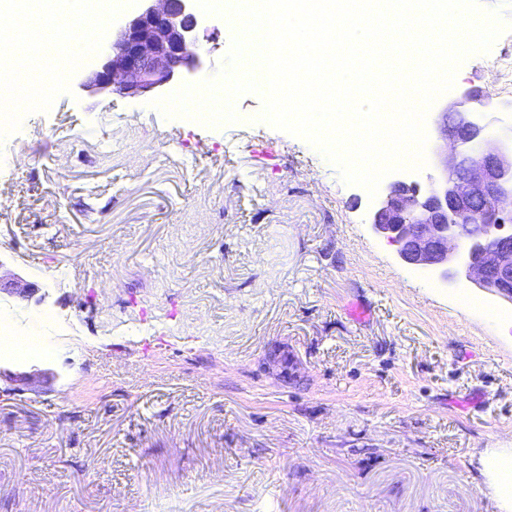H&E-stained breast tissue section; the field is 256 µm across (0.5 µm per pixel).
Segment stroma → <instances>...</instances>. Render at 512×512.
<instances>
[{"label":"stroma","mask_w":512,"mask_h":512,"mask_svg":"<svg viewBox=\"0 0 512 512\" xmlns=\"http://www.w3.org/2000/svg\"><path fill=\"white\" fill-rule=\"evenodd\" d=\"M426 119L479 91L512 132V0ZM70 92L0 139V512H500L512 302L400 260L303 138ZM372 307L352 321L354 303ZM291 359L287 378L266 355Z\"/></svg>","instance_id":"obj_1"}]
</instances>
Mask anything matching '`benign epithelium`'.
Here are the masks:
<instances>
[{"label":"benign epithelium","mask_w":512,"mask_h":512,"mask_svg":"<svg viewBox=\"0 0 512 512\" xmlns=\"http://www.w3.org/2000/svg\"><path fill=\"white\" fill-rule=\"evenodd\" d=\"M207 29L195 0H136L80 87L133 97L169 90L199 68V35ZM477 100V92L467 91L439 113L438 135L452 139L440 176L424 192L415 182L390 184L372 227L405 263L445 281L462 274L512 301V230H505L512 223V136L492 138L490 124L465 108Z\"/></svg>","instance_id":"benign-epithelium-1"}]
</instances>
